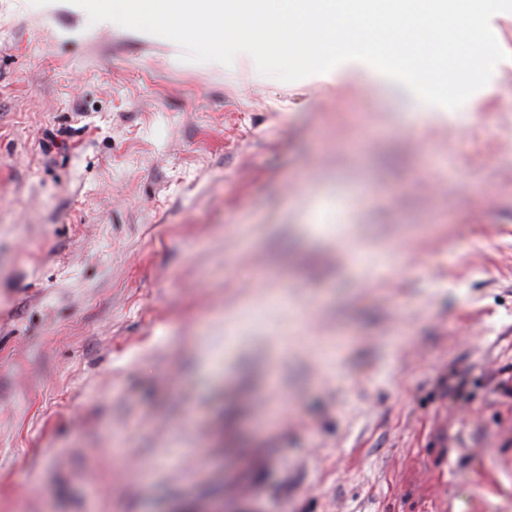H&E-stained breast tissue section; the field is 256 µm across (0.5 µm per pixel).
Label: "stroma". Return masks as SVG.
I'll use <instances>...</instances> for the list:
<instances>
[{
	"label": "stroma",
	"mask_w": 512,
	"mask_h": 512,
	"mask_svg": "<svg viewBox=\"0 0 512 512\" xmlns=\"http://www.w3.org/2000/svg\"><path fill=\"white\" fill-rule=\"evenodd\" d=\"M30 2L0 512H512V62L436 118Z\"/></svg>",
	"instance_id": "1"
}]
</instances>
